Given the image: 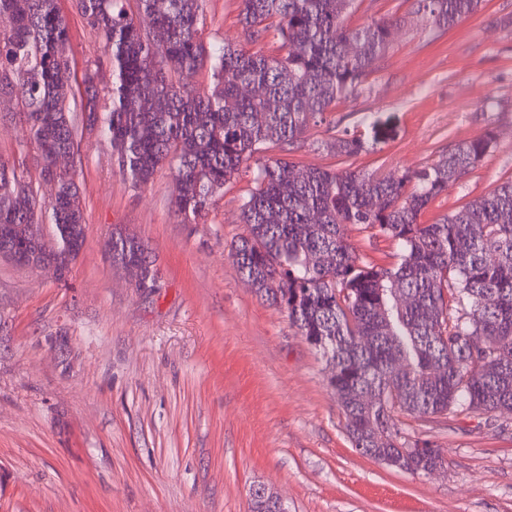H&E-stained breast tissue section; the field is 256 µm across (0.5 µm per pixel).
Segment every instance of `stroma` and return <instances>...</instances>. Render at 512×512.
I'll use <instances>...</instances> for the list:
<instances>
[{
    "label": "stroma",
    "instance_id": "35a3bbf8",
    "mask_svg": "<svg viewBox=\"0 0 512 512\" xmlns=\"http://www.w3.org/2000/svg\"><path fill=\"white\" fill-rule=\"evenodd\" d=\"M75 76L101 57L73 0ZM239 0H208L205 42L250 48ZM396 20L379 69L313 126L265 155L301 168L417 170L493 131L475 169L425 214L433 221L512 178V0L432 36L419 0H355L350 27ZM367 152L336 155L335 132ZM77 167L86 244L65 281L0 260V512H250L265 485L288 512H512V413L401 415L444 462L413 474L353 448L324 359L239 276L243 173L204 223L176 215L173 173L130 186L110 146L84 136ZM0 158L37 176L23 116L0 101ZM122 226L152 250L158 286L132 288L104 242Z\"/></svg>",
    "mask_w": 512,
    "mask_h": 512
}]
</instances>
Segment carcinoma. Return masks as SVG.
I'll return each instance as SVG.
<instances>
[{
  "label": "carcinoma",
  "mask_w": 512,
  "mask_h": 512,
  "mask_svg": "<svg viewBox=\"0 0 512 512\" xmlns=\"http://www.w3.org/2000/svg\"><path fill=\"white\" fill-rule=\"evenodd\" d=\"M102 41L112 86L97 69L76 82L70 30L57 0H0V98L15 99L30 121L38 195L23 170L0 158V224L17 235L50 220L58 239L86 237L75 178L54 168L76 153L81 116L96 113L120 172L143 188L158 168L175 173L177 207L186 223L208 211L224 185L246 170L253 189L241 205L247 234L232 246L241 277L287 313L325 359L328 382L362 455L399 456L420 474L442 463L429 441L411 438L396 417L453 411L512 413V180L425 224L422 216L494 148L491 131L464 141L420 170H300L261 157L269 143L294 145L333 104L376 70L393 24L352 28L353 0H240L239 23L258 43L268 35L281 54L246 51L202 38L208 0H76ZM433 28L450 30L483 0H422ZM356 44L360 53L352 52ZM211 73L208 90L193 79ZM330 147L357 155L366 142L348 133ZM354 229L395 246L391 261L368 263ZM123 265L145 280L154 265L138 237L112 232Z\"/></svg>",
  "instance_id": "1"
}]
</instances>
